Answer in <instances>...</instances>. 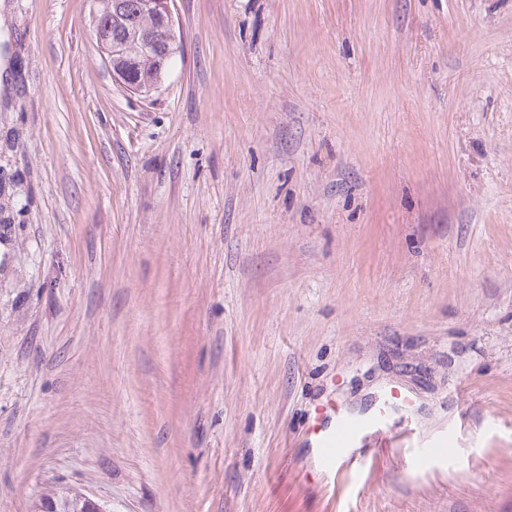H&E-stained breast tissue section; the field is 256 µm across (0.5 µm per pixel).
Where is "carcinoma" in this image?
I'll return each mask as SVG.
<instances>
[{
	"label": "carcinoma",
	"mask_w": 512,
	"mask_h": 512,
	"mask_svg": "<svg viewBox=\"0 0 512 512\" xmlns=\"http://www.w3.org/2000/svg\"><path fill=\"white\" fill-rule=\"evenodd\" d=\"M100 17L112 16V43L125 45V53L112 55V67L127 74L143 90H150L165 72L163 53H145L141 46L155 40L161 17L149 0H97Z\"/></svg>",
	"instance_id": "obj_1"
}]
</instances>
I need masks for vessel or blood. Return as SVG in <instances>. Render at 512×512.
I'll list each match as a JSON object with an SVG mask.
<instances>
[{"label":"vessel or blood","mask_w":512,"mask_h":512,"mask_svg":"<svg viewBox=\"0 0 512 512\" xmlns=\"http://www.w3.org/2000/svg\"><path fill=\"white\" fill-rule=\"evenodd\" d=\"M399 402L397 394H389L376 414L368 419L343 415L337 418L333 428L320 431L315 439L317 448L315 465L324 476H333L354 459L352 450L362 433L369 427L381 424Z\"/></svg>","instance_id":"b4317fda"}]
</instances>
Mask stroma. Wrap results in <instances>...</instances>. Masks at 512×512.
Returning a JSON list of instances; mask_svg holds the SVG:
<instances>
[{
    "instance_id": "1",
    "label": "stroma",
    "mask_w": 512,
    "mask_h": 512,
    "mask_svg": "<svg viewBox=\"0 0 512 512\" xmlns=\"http://www.w3.org/2000/svg\"><path fill=\"white\" fill-rule=\"evenodd\" d=\"M0 1V512H512V0H175L147 97ZM398 403V395L391 391L383 405L370 419L342 415L336 418V424L332 429L320 431L314 447L317 448L314 462L318 472L327 477H336L341 468L356 459L349 451L356 447L362 433L371 426L381 424Z\"/></svg>"
}]
</instances>
